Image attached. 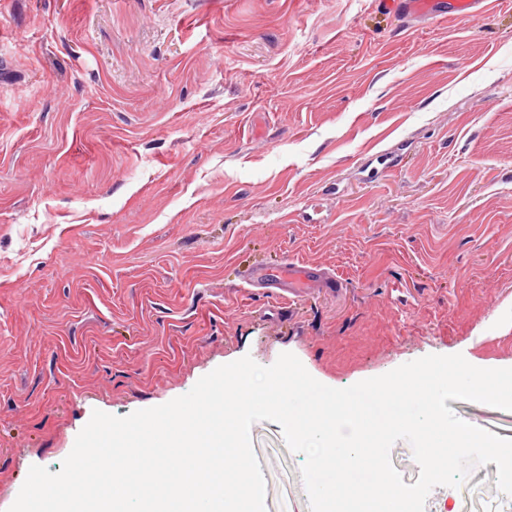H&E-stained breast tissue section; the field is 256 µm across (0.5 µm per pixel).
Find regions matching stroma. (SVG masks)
Masks as SVG:
<instances>
[{
  "label": "stroma",
  "mask_w": 512,
  "mask_h": 512,
  "mask_svg": "<svg viewBox=\"0 0 512 512\" xmlns=\"http://www.w3.org/2000/svg\"><path fill=\"white\" fill-rule=\"evenodd\" d=\"M0 0V512L93 410L293 353L347 388L512 367V0ZM340 288L246 283L286 263ZM512 439V411L447 403ZM265 512H310L279 424ZM487 0H378L379 8L410 24L432 18L478 20L487 12Z\"/></svg>",
  "instance_id": "35a3bbf8"
}]
</instances>
